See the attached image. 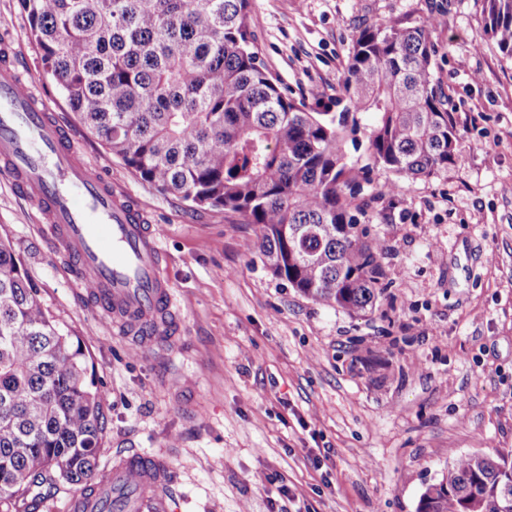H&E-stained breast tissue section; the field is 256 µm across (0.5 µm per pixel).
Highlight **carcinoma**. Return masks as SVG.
Listing matches in <instances>:
<instances>
[{
	"mask_svg": "<svg viewBox=\"0 0 512 512\" xmlns=\"http://www.w3.org/2000/svg\"><path fill=\"white\" fill-rule=\"evenodd\" d=\"M43 74L71 111L143 182L257 227L271 272L308 299L351 314L374 308L383 276L354 203L375 169L431 177L461 161L433 84L429 24L361 29L340 112H310L261 61L250 0H20ZM488 34L512 62V0H484ZM363 137L370 163L346 143ZM79 337L45 309L0 237V512H38L95 482L108 420ZM417 512H512V458L448 465Z\"/></svg>",
	"mask_w": 512,
	"mask_h": 512,
	"instance_id": "1",
	"label": "carcinoma"
}]
</instances>
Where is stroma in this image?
<instances>
[{
  "mask_svg": "<svg viewBox=\"0 0 512 512\" xmlns=\"http://www.w3.org/2000/svg\"><path fill=\"white\" fill-rule=\"evenodd\" d=\"M424 21L462 160L362 184L385 288L355 315L274 276L242 215L190 207L106 156L44 77L19 0H0L24 82L156 230L179 313L173 345L115 335L0 172V235L105 395L99 476L139 453L166 461L174 512H416L448 463L512 451V67L483 0H252L249 16L265 66L319 112L335 111L361 28Z\"/></svg>",
  "mask_w": 512,
  "mask_h": 512,
  "instance_id": "obj_1",
  "label": "stroma"
}]
</instances>
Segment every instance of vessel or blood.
Wrapping results in <instances>:
<instances>
[{
	"label": "vessel or blood",
	"mask_w": 512,
	"mask_h": 512,
	"mask_svg": "<svg viewBox=\"0 0 512 512\" xmlns=\"http://www.w3.org/2000/svg\"><path fill=\"white\" fill-rule=\"evenodd\" d=\"M50 112L19 77L12 51L1 48L0 165L14 190L36 200L54 248L76 258L73 288L86 291L119 333L147 347L171 342L178 317L155 233L79 158L73 136ZM107 479L134 488L132 512L172 510L169 474L156 457L124 458Z\"/></svg>",
	"instance_id": "1"
}]
</instances>
